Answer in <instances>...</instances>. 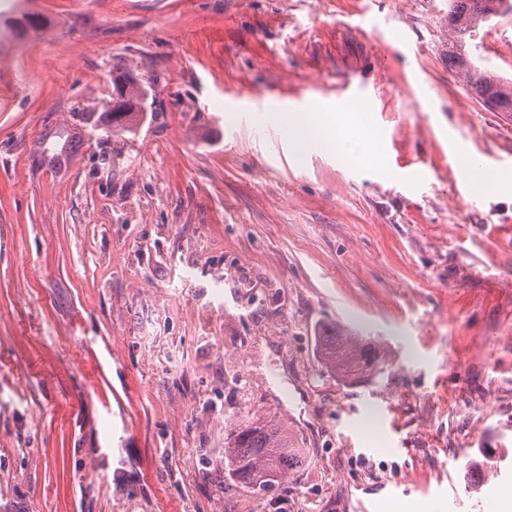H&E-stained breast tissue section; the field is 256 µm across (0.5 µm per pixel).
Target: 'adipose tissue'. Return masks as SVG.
Wrapping results in <instances>:
<instances>
[{
  "mask_svg": "<svg viewBox=\"0 0 512 512\" xmlns=\"http://www.w3.org/2000/svg\"><path fill=\"white\" fill-rule=\"evenodd\" d=\"M286 132L294 147L317 145L336 152L349 165L383 169L384 157L363 109L319 106L286 115Z\"/></svg>",
  "mask_w": 512,
  "mask_h": 512,
  "instance_id": "adipose-tissue-1",
  "label": "adipose tissue"
}]
</instances>
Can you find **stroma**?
<instances>
[{
    "instance_id": "obj_1",
    "label": "stroma",
    "mask_w": 512,
    "mask_h": 512,
    "mask_svg": "<svg viewBox=\"0 0 512 512\" xmlns=\"http://www.w3.org/2000/svg\"><path fill=\"white\" fill-rule=\"evenodd\" d=\"M44 17L18 39L9 20ZM448 0H0V512H488L512 492V114L448 68ZM512 81V13L482 27ZM146 89L104 122L112 77ZM366 86L382 172L281 116ZM376 343L342 379L317 338ZM306 448L253 493L224 443ZM142 84L131 75L122 72L112 78V102L117 106L112 112H106L109 116L108 125L112 124L113 134L128 131L136 110L135 100L144 96ZM456 158L468 181L476 189L490 193L505 187H512V173L501 174L478 171V167L470 161L467 152L462 148L458 149ZM322 366L346 379L375 372L385 364L380 352L345 326L325 327L319 336ZM224 479L253 491L267 490L302 463V448L278 425H239L224 446Z\"/></svg>"
}]
</instances>
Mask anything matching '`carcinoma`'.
I'll return each mask as SVG.
<instances>
[{"label": "carcinoma", "mask_w": 512, "mask_h": 512, "mask_svg": "<svg viewBox=\"0 0 512 512\" xmlns=\"http://www.w3.org/2000/svg\"><path fill=\"white\" fill-rule=\"evenodd\" d=\"M512 11V0H448V68L463 76L481 103L494 112H512V83L476 64L473 41L482 24ZM40 16L26 15L15 36L40 29ZM115 110L107 113L112 134L125 132L144 96L142 84L122 72L112 78ZM322 366L346 379L372 373L385 364L380 352L345 326L325 327L319 336ZM303 449L281 427L263 421L239 425L224 448V479L253 491L267 490L302 463Z\"/></svg>", "instance_id": "1"}]
</instances>
